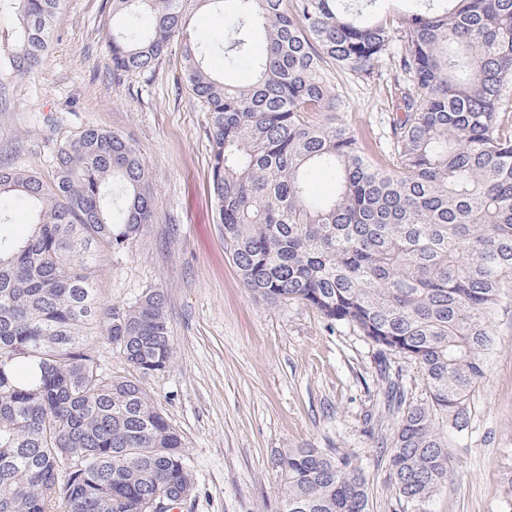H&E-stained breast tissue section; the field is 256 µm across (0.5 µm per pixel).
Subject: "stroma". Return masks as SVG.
I'll list each match as a JSON object with an SVG mask.
<instances>
[{
	"label": "stroma",
	"instance_id": "stroma-1",
	"mask_svg": "<svg viewBox=\"0 0 512 512\" xmlns=\"http://www.w3.org/2000/svg\"><path fill=\"white\" fill-rule=\"evenodd\" d=\"M111 29V0H63L41 66L0 81V162L50 179L54 144L88 126L122 134L145 157L152 221L128 249L104 255L94 279L107 307L150 289L166 296L172 361L143 386L181 435L195 478L181 512H279L277 461L291 448L356 458L370 512H396L386 475L397 418L379 394L375 348L305 305H271L243 287L210 193L209 114L182 78L179 51L152 78L117 84ZM400 47L392 42L379 79L332 74L346 123L381 163ZM495 335L471 421L448 432L451 477L433 512H512V299Z\"/></svg>",
	"mask_w": 512,
	"mask_h": 512
}]
</instances>
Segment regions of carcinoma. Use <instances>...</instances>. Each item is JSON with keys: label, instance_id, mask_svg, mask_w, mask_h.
<instances>
[{"label": "carcinoma", "instance_id": "1", "mask_svg": "<svg viewBox=\"0 0 512 512\" xmlns=\"http://www.w3.org/2000/svg\"><path fill=\"white\" fill-rule=\"evenodd\" d=\"M18 21L10 75L46 57L62 0H4ZM224 8V37L188 33ZM112 79L152 74L174 47L209 112L218 224L244 288L298 302L378 351L398 416L388 480L399 512H432L448 486V436L466 429L486 380L495 317L512 291V0H429L395 20L343 0H112ZM255 28L265 50L251 48ZM392 167L343 119L328 63L374 77L394 37ZM244 65L239 84L211 72ZM52 179L0 165V214L27 207L32 231L0 233V512H156L195 488L181 435L143 380L166 371L171 331L159 290L103 307L93 269L151 222L150 169L124 136L88 126L53 149ZM332 186L318 198L316 175ZM105 337L131 368L104 372ZM395 355L421 376L409 395ZM280 512H369L356 459L291 448Z\"/></svg>", "mask_w": 512, "mask_h": 512}]
</instances>
